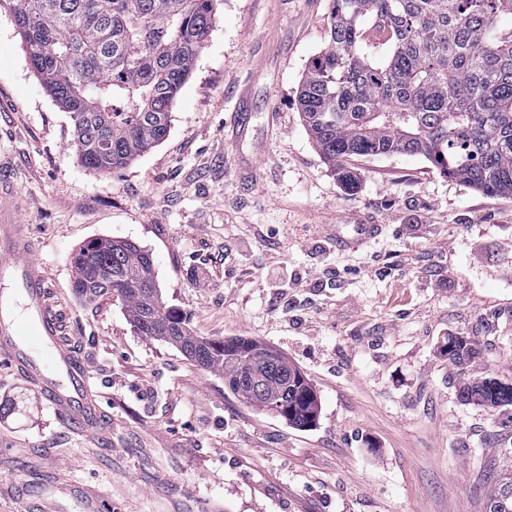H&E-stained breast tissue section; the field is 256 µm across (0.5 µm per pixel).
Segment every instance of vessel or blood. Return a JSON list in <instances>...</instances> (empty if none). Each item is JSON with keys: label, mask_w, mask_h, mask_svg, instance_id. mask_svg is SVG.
I'll return each instance as SVG.
<instances>
[{"label": "vessel or blood", "mask_w": 512, "mask_h": 512, "mask_svg": "<svg viewBox=\"0 0 512 512\" xmlns=\"http://www.w3.org/2000/svg\"><path fill=\"white\" fill-rule=\"evenodd\" d=\"M13 187L0 179V278L24 299V315L12 311L10 296L0 294V363L35 388L73 429L101 436L102 408L90 386V370L64 337V328L44 277L32 259L26 225L5 208Z\"/></svg>", "instance_id": "b4317fda"}]
</instances>
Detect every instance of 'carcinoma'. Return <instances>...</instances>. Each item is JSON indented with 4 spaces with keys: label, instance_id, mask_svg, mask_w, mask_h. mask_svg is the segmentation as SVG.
Here are the masks:
<instances>
[{
    "label": "carcinoma",
    "instance_id": "cac0c4a2",
    "mask_svg": "<svg viewBox=\"0 0 512 512\" xmlns=\"http://www.w3.org/2000/svg\"><path fill=\"white\" fill-rule=\"evenodd\" d=\"M222 0H0L46 93L70 114L74 146L93 170H121L158 145L206 47ZM512 0H330L325 49L308 67L298 106L313 143L347 189L351 157L426 159L449 179L512 199ZM371 27L389 32L374 46ZM73 291L85 304L119 298L135 331L178 348L224 378L245 404L295 428L319 402L297 368L238 359L269 349L243 338L194 335L162 300L152 254L130 241L91 240L74 253ZM460 368L479 350L468 336L444 345ZM458 398L512 406V381L460 379ZM489 512H512L496 476Z\"/></svg>",
    "mask_w": 512,
    "mask_h": 512
}]
</instances>
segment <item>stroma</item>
Segmentation results:
<instances>
[{
	"mask_svg": "<svg viewBox=\"0 0 512 512\" xmlns=\"http://www.w3.org/2000/svg\"><path fill=\"white\" fill-rule=\"evenodd\" d=\"M328 27L329 0H223L165 140L103 173L80 162L68 113L0 13V173L112 423L103 439L78 435L0 365V512H41L61 467L112 512H488L490 471L512 467V407L463 404L456 387L512 380V199L406 155L349 160L358 183L345 190L296 102ZM366 222L382 231L363 242ZM102 237L152 254L195 335L294 362L320 398L316 425L242 403L139 335L119 300L79 301L72 256ZM218 253L225 264L200 282ZM275 262L300 282L285 305L267 286ZM455 333L478 342L463 371L441 350Z\"/></svg>",
	"mask_w": 512,
	"mask_h": 512,
	"instance_id": "1",
	"label": "stroma"
}]
</instances>
